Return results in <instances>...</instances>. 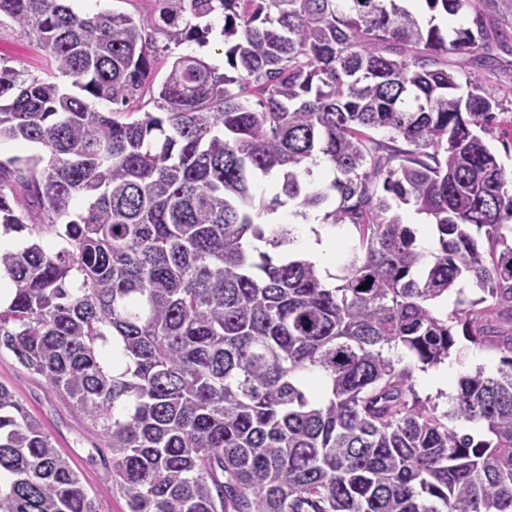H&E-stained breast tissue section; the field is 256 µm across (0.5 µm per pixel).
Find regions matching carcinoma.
Here are the masks:
<instances>
[{
  "label": "carcinoma",
  "mask_w": 512,
  "mask_h": 512,
  "mask_svg": "<svg viewBox=\"0 0 512 512\" xmlns=\"http://www.w3.org/2000/svg\"><path fill=\"white\" fill-rule=\"evenodd\" d=\"M155 2L84 17L0 0V29L48 62L0 64V139L40 149L0 160V224L29 238L0 251V352L105 439L129 512H512V182L487 144L512 107L448 69L512 75L489 52L512 53V0H425L471 15L445 33L400 0ZM217 14L227 71L182 54L156 81ZM315 157L331 181H307ZM289 204L356 231L334 287L290 255L292 225L260 221ZM400 204L431 220L434 252ZM459 336L501 367L461 375L442 410L392 353L425 369ZM0 512H99L3 383Z\"/></svg>",
  "instance_id": "obj_1"
}]
</instances>
